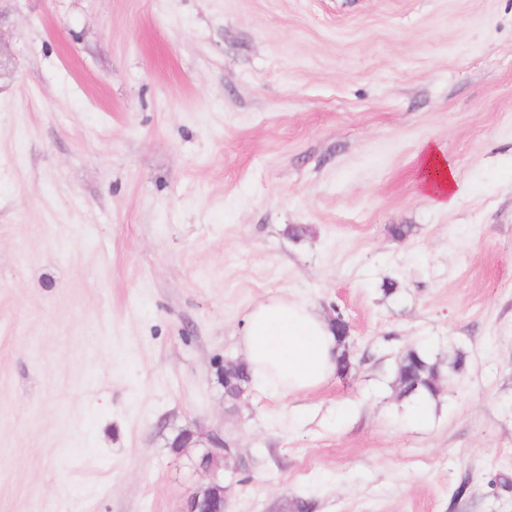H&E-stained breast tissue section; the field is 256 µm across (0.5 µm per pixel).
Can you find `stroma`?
Masks as SVG:
<instances>
[{
    "label": "stroma",
    "instance_id": "1",
    "mask_svg": "<svg viewBox=\"0 0 512 512\" xmlns=\"http://www.w3.org/2000/svg\"><path fill=\"white\" fill-rule=\"evenodd\" d=\"M0 50V512H512V0H0ZM276 297L354 367L230 403ZM411 348L464 359L422 419ZM419 165L421 189L439 206L450 208L457 198V182L436 146L430 144L420 150ZM227 496L228 486L216 476L187 499L182 512H226Z\"/></svg>",
    "mask_w": 512,
    "mask_h": 512
}]
</instances>
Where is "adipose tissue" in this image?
Masks as SVG:
<instances>
[{"label": "adipose tissue", "instance_id": "ef3b65f1", "mask_svg": "<svg viewBox=\"0 0 512 512\" xmlns=\"http://www.w3.org/2000/svg\"><path fill=\"white\" fill-rule=\"evenodd\" d=\"M420 186L442 207L457 198L455 174L434 145L419 154ZM253 387L280 396L310 392L336 373L335 332L309 303L272 298L247 313L239 336Z\"/></svg>", "mask_w": 512, "mask_h": 512}]
</instances>
